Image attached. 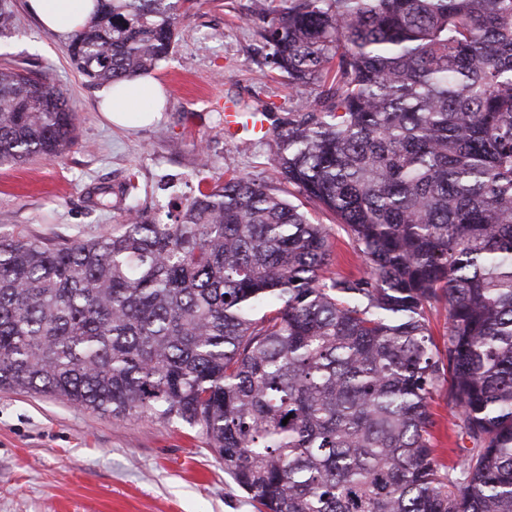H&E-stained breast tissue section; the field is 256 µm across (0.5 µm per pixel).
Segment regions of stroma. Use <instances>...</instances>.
Here are the masks:
<instances>
[{
    "instance_id": "obj_1",
    "label": "stroma",
    "mask_w": 512,
    "mask_h": 512,
    "mask_svg": "<svg viewBox=\"0 0 512 512\" xmlns=\"http://www.w3.org/2000/svg\"><path fill=\"white\" fill-rule=\"evenodd\" d=\"M252 0H198L187 32L153 72L166 106L151 125L139 113L123 128L97 109L99 86L71 63L68 40L43 32L26 0H13L14 29L0 37L4 62L49 74L77 109L74 145L63 156L0 166V232L59 242L111 231L126 204L119 191L158 212L172 180L192 195L202 177L200 145L219 157V172L264 177L273 153L265 141L226 138L225 100L285 115L313 101L266 60ZM112 188L106 208L98 188ZM0 512H257L196 430L149 415L115 418L49 394L0 390Z\"/></svg>"
}]
</instances>
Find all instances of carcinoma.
Returning <instances> with one entry per match:
<instances>
[{"instance_id": "1", "label": "carcinoma", "mask_w": 512, "mask_h": 512, "mask_svg": "<svg viewBox=\"0 0 512 512\" xmlns=\"http://www.w3.org/2000/svg\"><path fill=\"white\" fill-rule=\"evenodd\" d=\"M194 4L102 0L70 58L91 84L144 75ZM260 37L321 108L262 109L268 175L199 186L171 223L129 182L107 234L1 235L0 388L195 429L257 512H512V0H289ZM75 112L1 65L0 165L63 155ZM276 184L363 270L333 272ZM443 388L473 443L450 465ZM290 191L293 192V195L289 196V199L295 204H300V202H302L303 205L300 206L301 209L308 211L309 215L315 223L328 225L336 251L335 271L357 272L359 269H362L363 266L361 261L353 254L350 241L344 230L338 224H333L327 215H324L318 211H314L309 205H306L304 198L296 193L292 188H290ZM433 409L436 413L438 427L436 429L437 448H457L458 446H466L471 448L473 445L471 441L460 434L458 435L451 425L450 409L446 399L442 396L435 399Z\"/></svg>"}]
</instances>
